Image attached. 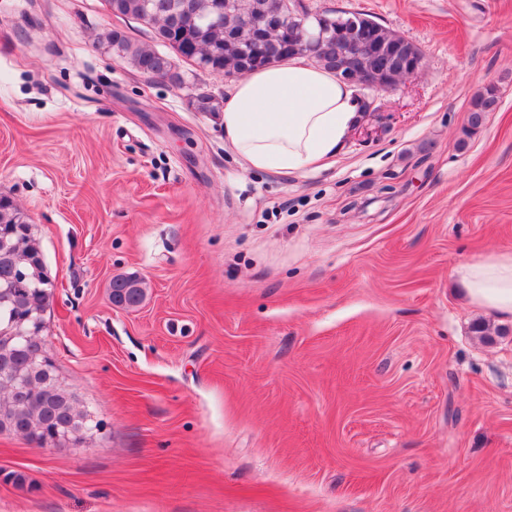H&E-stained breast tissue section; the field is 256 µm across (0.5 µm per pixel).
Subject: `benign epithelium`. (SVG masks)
Wrapping results in <instances>:
<instances>
[{
    "label": "benign epithelium",
    "mask_w": 512,
    "mask_h": 512,
    "mask_svg": "<svg viewBox=\"0 0 512 512\" xmlns=\"http://www.w3.org/2000/svg\"><path fill=\"white\" fill-rule=\"evenodd\" d=\"M244 25L253 29L259 40L267 41L277 34L288 39L296 49L308 48L323 58L343 79L370 91L388 90L413 74L422 63L419 49L405 38H395L405 53L372 56V65L363 70L357 66L371 50L376 22L368 17L335 18L329 15L311 16L297 10L294 0H266L260 6L249 4L240 14Z\"/></svg>",
    "instance_id": "7a95c632"
}]
</instances>
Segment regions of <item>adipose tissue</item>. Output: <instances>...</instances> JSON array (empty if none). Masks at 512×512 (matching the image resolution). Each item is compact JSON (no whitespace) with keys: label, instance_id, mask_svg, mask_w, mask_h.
I'll return each instance as SVG.
<instances>
[{"label":"adipose tissue","instance_id":"obj_1","mask_svg":"<svg viewBox=\"0 0 512 512\" xmlns=\"http://www.w3.org/2000/svg\"><path fill=\"white\" fill-rule=\"evenodd\" d=\"M361 110L348 81L291 57L239 79L220 121L245 170L288 176L334 157ZM456 274L473 303L512 317V254L482 258Z\"/></svg>","mask_w":512,"mask_h":512}]
</instances>
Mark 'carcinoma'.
<instances>
[{
	"instance_id": "1",
	"label": "carcinoma",
	"mask_w": 512,
	"mask_h": 512,
	"mask_svg": "<svg viewBox=\"0 0 512 512\" xmlns=\"http://www.w3.org/2000/svg\"><path fill=\"white\" fill-rule=\"evenodd\" d=\"M109 11L154 27V38L198 68L219 74L237 69L253 71L276 61L256 52L249 34L224 39V26L200 19L216 0H105ZM106 46L130 61L150 79H162L181 88L187 75L171 57L150 45L132 43L112 30L98 37ZM499 102L497 89L488 85L472 100L467 133L479 129L486 114ZM197 112L216 113L224 102L213 93L200 91L190 97ZM53 284L41 247L31 225L5 196H0V353L7 352L10 368L0 369V433L27 439L40 448L80 446L99 426L85 407L60 381L44 335L45 313L53 297ZM111 302L136 308L145 298L142 280L117 275L109 284Z\"/></svg>"
}]
</instances>
